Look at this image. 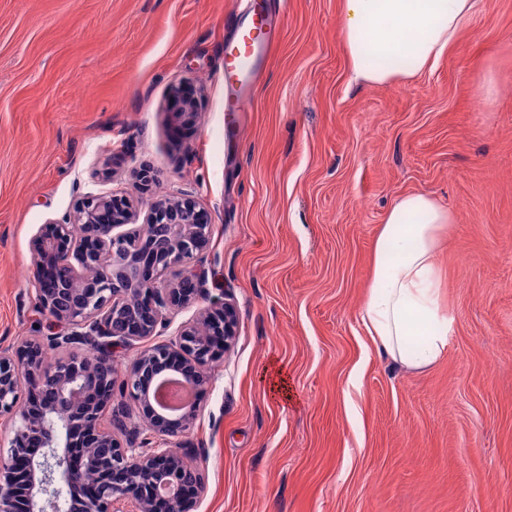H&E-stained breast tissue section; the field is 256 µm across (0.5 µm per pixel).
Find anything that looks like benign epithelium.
I'll return each instance as SVG.
<instances>
[{
	"mask_svg": "<svg viewBox=\"0 0 512 512\" xmlns=\"http://www.w3.org/2000/svg\"><path fill=\"white\" fill-rule=\"evenodd\" d=\"M137 211L123 195L86 194L66 220L39 227L31 238V279L42 330L0 349V414L13 421L7 454L0 455V512H120L131 499L137 512H192L203 488L199 468L170 448H150L132 432L122 441L101 423L115 392L133 401L141 422L160 440L188 430L198 416L196 401L175 418L148 403L151 383L178 372L201 397L209 389L208 362L230 349L237 313L227 299H213L199 318L178 326L168 342L145 347L116 380L112 350L165 336L169 313L205 293V255L212 237L207 212L180 193L153 200L144 234L121 232ZM147 309L125 302L131 277ZM66 358L42 365L45 345ZM101 372L92 375L86 359Z\"/></svg>",
	"mask_w": 512,
	"mask_h": 512,
	"instance_id": "benign-epithelium-1",
	"label": "benign epithelium"
}]
</instances>
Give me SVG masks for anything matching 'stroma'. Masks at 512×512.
Listing matches in <instances>:
<instances>
[{
	"instance_id": "35a3bbf8",
	"label": "stroma",
	"mask_w": 512,
	"mask_h": 512,
	"mask_svg": "<svg viewBox=\"0 0 512 512\" xmlns=\"http://www.w3.org/2000/svg\"><path fill=\"white\" fill-rule=\"evenodd\" d=\"M260 87L224 122L244 0H0V347L38 318L30 239L83 195L195 197L207 295L237 312L193 427L194 512H512V0H487L415 79L355 80L343 0H264ZM194 90L177 112L172 86ZM455 215L437 261L454 319L416 371L360 322L397 198ZM282 374L287 392H271Z\"/></svg>"
}]
</instances>
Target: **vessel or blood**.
<instances>
[{"label": "vessel or blood", "instance_id": "vessel-or-blood-1", "mask_svg": "<svg viewBox=\"0 0 512 512\" xmlns=\"http://www.w3.org/2000/svg\"><path fill=\"white\" fill-rule=\"evenodd\" d=\"M265 17L252 26L239 28L224 52V109L231 113L245 111L248 91L256 77L259 55L264 48Z\"/></svg>", "mask_w": 512, "mask_h": 512}]
</instances>
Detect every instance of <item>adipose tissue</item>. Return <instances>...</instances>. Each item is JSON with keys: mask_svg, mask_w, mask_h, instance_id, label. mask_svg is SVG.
Listing matches in <instances>:
<instances>
[{"mask_svg": "<svg viewBox=\"0 0 512 512\" xmlns=\"http://www.w3.org/2000/svg\"><path fill=\"white\" fill-rule=\"evenodd\" d=\"M478 0H343V48L356 79L382 84L420 74L454 45ZM452 211L422 193L389 208L360 320L379 352L407 368L446 352L452 316L441 307L437 255ZM421 337L410 347L412 337Z\"/></svg>", "mask_w": 512, "mask_h": 512, "instance_id": "adipose-tissue-1", "label": "adipose tissue"}]
</instances>
